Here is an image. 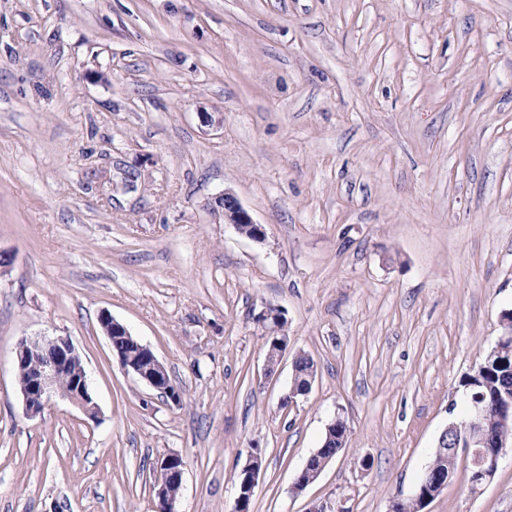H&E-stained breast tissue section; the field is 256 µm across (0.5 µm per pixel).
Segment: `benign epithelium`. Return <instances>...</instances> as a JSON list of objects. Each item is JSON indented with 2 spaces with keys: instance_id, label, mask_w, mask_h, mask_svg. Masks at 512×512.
I'll return each instance as SVG.
<instances>
[{
  "instance_id": "7a95c632",
  "label": "benign epithelium",
  "mask_w": 512,
  "mask_h": 512,
  "mask_svg": "<svg viewBox=\"0 0 512 512\" xmlns=\"http://www.w3.org/2000/svg\"><path fill=\"white\" fill-rule=\"evenodd\" d=\"M215 203L222 209L224 223L231 225L239 235L254 241L264 239L263 227L253 221L232 192H224L216 198ZM283 316V311L269 306L253 315V321L265 333L275 336L281 332ZM99 323L109 342L120 341L130 348L125 354L118 355L122 369L163 394L173 405H180L178 391L173 388L166 367L153 351L141 344L124 324L110 314H101ZM510 338L512 336L508 334L499 336L495 345L472 367L469 376L473 379L480 377L485 365ZM285 352L286 348L280 343L266 351L264 374L270 376L275 373ZM15 367L27 415L34 417L40 414L49 399L57 395L85 415L95 416L97 407L90 393L87 373L69 338L56 336L21 339L15 351ZM472 403L473 410L467 429L460 431L451 424L443 430L441 436L448 438V451L452 460H458L460 455L465 459L469 489L475 494L494 477L500 458L507 453L512 443L488 444L481 402L476 397ZM184 468L183 457L176 453L167 455L157 465L153 491L160 504L158 512H177V501L167 497V489L169 485L182 480ZM244 469L250 474L248 486L255 488L263 473L261 455H251ZM452 474L451 470L443 474L425 470L412 498L421 501V507H426L448 485Z\"/></svg>"
}]
</instances>
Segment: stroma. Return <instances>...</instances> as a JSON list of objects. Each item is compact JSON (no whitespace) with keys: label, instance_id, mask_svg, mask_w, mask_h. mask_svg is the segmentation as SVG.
<instances>
[{"label":"stroma","instance_id":"obj_1","mask_svg":"<svg viewBox=\"0 0 512 512\" xmlns=\"http://www.w3.org/2000/svg\"><path fill=\"white\" fill-rule=\"evenodd\" d=\"M0 249V512H157L170 453L178 512H234L255 450L253 512H389L512 310V0H0ZM104 312L180 405L123 371ZM36 336L72 341L95 418L26 416ZM297 352L316 377L285 406ZM337 416L346 448L293 493ZM424 512H512V452ZM215 203L222 209L225 224L231 225L241 236L254 241H261L265 237V232L260 224L253 221L249 212L241 205L238 198L230 191H224L216 198ZM245 225L252 228L251 233L245 231ZM284 312L275 307H266L260 310L257 314L253 315V321L255 324L259 325L263 328L264 332L272 335V336H263L265 339L264 347L266 350L265 353V362H264V374L272 375L275 373L277 367L279 366L284 353L286 352L288 347V332L287 329L284 331V334L277 335L281 332L280 323L283 320ZM276 335V336H275ZM278 342L275 345H271L272 342ZM271 345V347H270ZM270 347V349H269ZM269 349V350H268ZM185 461L179 454L167 455L154 470L156 472L153 491L161 507L158 512H178L177 501L167 497V489L172 483H179L183 478Z\"/></svg>","mask_w":512,"mask_h":512}]
</instances>
